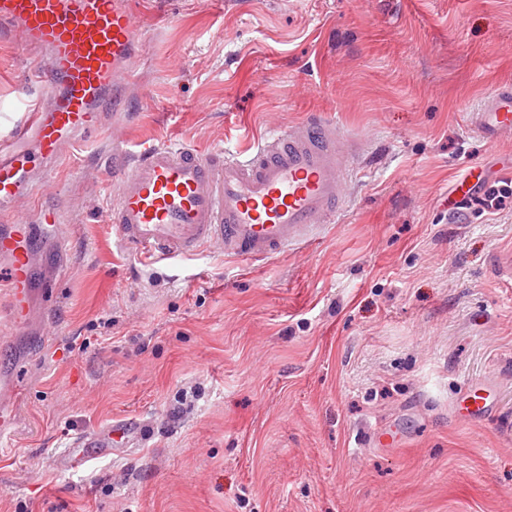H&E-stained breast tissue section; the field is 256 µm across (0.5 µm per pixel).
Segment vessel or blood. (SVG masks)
<instances>
[{"instance_id": "1", "label": "vessel or blood", "mask_w": 512, "mask_h": 512, "mask_svg": "<svg viewBox=\"0 0 512 512\" xmlns=\"http://www.w3.org/2000/svg\"><path fill=\"white\" fill-rule=\"evenodd\" d=\"M134 0H0V39L35 59L26 73L40 100H19L24 119L0 144V205L32 196L65 156V149L109 127L122 112L123 84L136 78L146 39L134 20ZM475 128L490 143L512 133V88L494 90ZM361 139H340L335 122L309 117L264 138L245 157L209 153L166 140L136 152L112 154L115 186L107 223L124 248L147 258L193 255L222 242L224 251L261 260L311 243L316 229L336 220L344 203L346 159ZM57 212L37 208L29 217L0 221V283L9 290L17 328L31 313L30 246L38 226H58ZM16 378L0 376V446L15 429ZM461 418L483 415L487 397L470 385ZM138 428L116 419L77 437L59 453L69 470L132 448Z\"/></svg>"}]
</instances>
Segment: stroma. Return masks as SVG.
Segmentation results:
<instances>
[{"label": "stroma", "instance_id": "obj_1", "mask_svg": "<svg viewBox=\"0 0 512 512\" xmlns=\"http://www.w3.org/2000/svg\"><path fill=\"white\" fill-rule=\"evenodd\" d=\"M135 21L142 92L105 133L124 149L246 155L311 113L365 145L336 222L272 259L130 254L82 144L10 206L70 238L35 336L0 335L25 387L0 512H512V203L448 200L471 165L506 180L512 136L470 121L512 83V0H139ZM26 69L0 42V134ZM468 383L500 398L464 422ZM115 418L136 448L56 467Z\"/></svg>", "mask_w": 512, "mask_h": 512}]
</instances>
